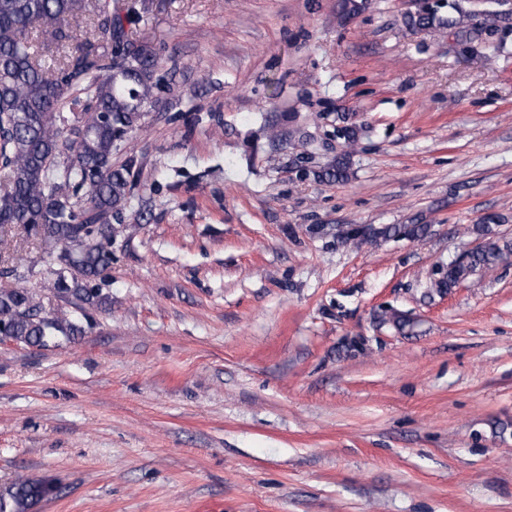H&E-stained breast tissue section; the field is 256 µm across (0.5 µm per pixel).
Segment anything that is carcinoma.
I'll use <instances>...</instances> for the list:
<instances>
[{
  "label": "carcinoma",
  "instance_id": "1",
  "mask_svg": "<svg viewBox=\"0 0 512 512\" xmlns=\"http://www.w3.org/2000/svg\"><path fill=\"white\" fill-rule=\"evenodd\" d=\"M90 16L78 33L70 20ZM436 14L422 9L407 25L427 29ZM52 28L67 48L54 68L42 64L29 42L36 28ZM160 61L148 46L129 40L112 0H0V245L16 227L48 249V290L0 288V341L44 348L62 337L76 342L91 327V313L112 306L98 287L112 269V216L130 190L129 170L112 162L118 142L138 130L144 109L161 89ZM78 90L84 111L64 115ZM424 224L387 225L370 237L419 238ZM484 242L447 269L437 270L432 291L444 295L476 272L512 265V241L489 224ZM71 305L47 307V296ZM51 492L19 478L0 492V512H29Z\"/></svg>",
  "mask_w": 512,
  "mask_h": 512
}]
</instances>
